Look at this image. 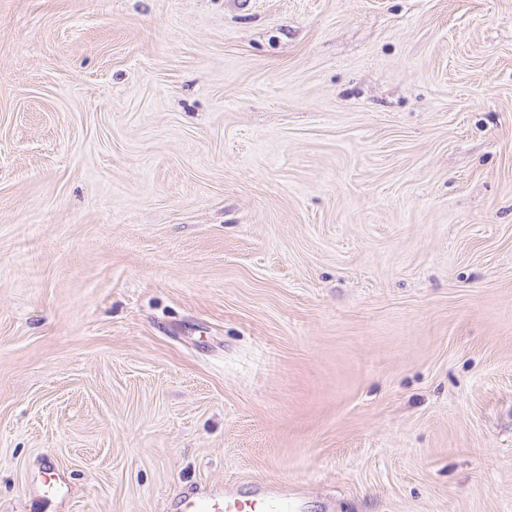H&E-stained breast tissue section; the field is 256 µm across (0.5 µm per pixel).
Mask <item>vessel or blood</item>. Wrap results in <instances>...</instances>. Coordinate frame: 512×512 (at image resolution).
I'll use <instances>...</instances> for the list:
<instances>
[{
  "instance_id": "b4317fda",
  "label": "vessel or blood",
  "mask_w": 512,
  "mask_h": 512,
  "mask_svg": "<svg viewBox=\"0 0 512 512\" xmlns=\"http://www.w3.org/2000/svg\"><path fill=\"white\" fill-rule=\"evenodd\" d=\"M179 512H297L299 503L266 486L241 493L216 488L180 496Z\"/></svg>"
}]
</instances>
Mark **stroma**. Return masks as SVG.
<instances>
[{"mask_svg": "<svg viewBox=\"0 0 512 512\" xmlns=\"http://www.w3.org/2000/svg\"><path fill=\"white\" fill-rule=\"evenodd\" d=\"M512 512V0H0V512ZM179 512H298L299 503L267 486L240 493L224 485L208 491L182 495Z\"/></svg>", "mask_w": 512, "mask_h": 512, "instance_id": "35a3bbf8", "label": "stroma"}]
</instances>
